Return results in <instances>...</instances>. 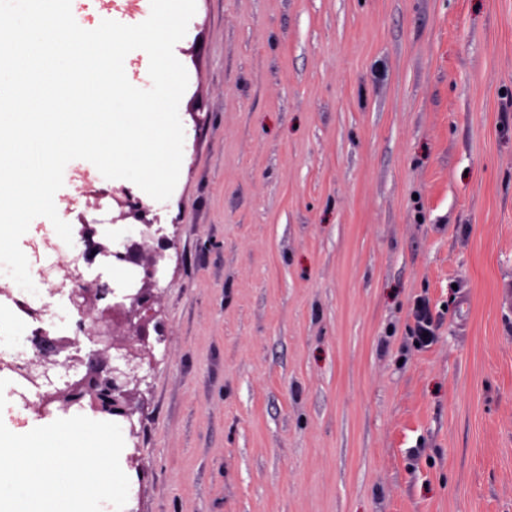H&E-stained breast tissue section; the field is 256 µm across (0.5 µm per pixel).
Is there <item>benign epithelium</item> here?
I'll return each mask as SVG.
<instances>
[{
  "label": "benign epithelium",
  "mask_w": 512,
  "mask_h": 512,
  "mask_svg": "<svg viewBox=\"0 0 512 512\" xmlns=\"http://www.w3.org/2000/svg\"><path fill=\"white\" fill-rule=\"evenodd\" d=\"M136 261L145 270L142 287L131 297L129 304L120 302L113 306L110 312L100 311L101 335L81 336L75 340L64 336L41 337V356L44 358L50 353L78 349L84 340L96 346V350L87 360L69 354L62 363L55 360L38 362V365L43 367L42 374L46 377L49 376L50 366L58 364L68 369L78 367L82 373L81 378L72 383H51V388L41 396L40 411H47L50 404L63 408L86 404L93 412L128 423L130 435L137 434L133 420L135 409L131 406L133 392L129 386L141 383L139 369L145 360L151 357L149 326L155 316L153 305L156 296L152 286L156 256L153 255L146 261L143 254L139 253ZM80 296L81 306L88 312L97 310V302L101 298V290L97 286H85L81 289ZM104 368L107 369L105 376L101 375Z\"/></svg>",
  "instance_id": "1"
}]
</instances>
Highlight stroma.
I'll return each mask as SVG.
<instances>
[{
    "instance_id": "1",
    "label": "stroma",
    "mask_w": 512,
    "mask_h": 512,
    "mask_svg": "<svg viewBox=\"0 0 512 512\" xmlns=\"http://www.w3.org/2000/svg\"><path fill=\"white\" fill-rule=\"evenodd\" d=\"M174 54L170 199L56 206L174 228L134 512H512V0H197ZM411 316L413 318L412 340L417 347H429L435 339V326L431 313L429 301L424 297L414 300ZM427 333V336H424Z\"/></svg>"
}]
</instances>
